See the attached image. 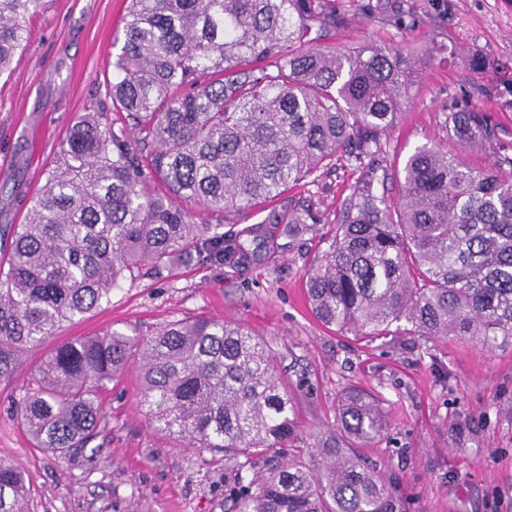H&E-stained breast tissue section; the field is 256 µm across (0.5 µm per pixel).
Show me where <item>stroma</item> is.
Here are the masks:
<instances>
[{
	"label": "stroma",
	"mask_w": 512,
	"mask_h": 512,
	"mask_svg": "<svg viewBox=\"0 0 512 512\" xmlns=\"http://www.w3.org/2000/svg\"><path fill=\"white\" fill-rule=\"evenodd\" d=\"M130 0H41L25 50L0 76V165L8 177L42 187L77 116L103 98L123 45ZM342 21L330 43L374 41L407 49L420 65L412 97L387 135L386 165L415 147L456 144L443 126L451 103L492 114L500 147L512 155V0H336ZM403 16L402 26L386 14ZM486 57L487 72L468 70ZM357 172L325 171L278 200L225 218V230L262 227L271 238L244 267L189 266L179 277L143 276L112 302L66 322L14 377L0 380V460L20 467L30 512H224V459L200 462L187 442L152 429L140 406L137 365L102 395L105 415L87 447L59 456L35 447L15 415L20 389L63 339L117 329L148 336L168 322L205 314L249 327L274 351L297 416V447L309 449L336 422L344 390L359 385L382 401L384 436L361 449L395 479L411 512H512V344L393 336L368 342L322 325L307 297L306 272L328 247V222ZM310 208L321 220L292 237L270 213Z\"/></svg>",
	"instance_id": "stroma-1"
}]
</instances>
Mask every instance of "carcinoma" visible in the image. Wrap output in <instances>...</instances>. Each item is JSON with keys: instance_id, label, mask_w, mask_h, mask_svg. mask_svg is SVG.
Returning <instances> with one entry per match:
<instances>
[{"instance_id": "obj_1", "label": "carcinoma", "mask_w": 512, "mask_h": 512, "mask_svg": "<svg viewBox=\"0 0 512 512\" xmlns=\"http://www.w3.org/2000/svg\"><path fill=\"white\" fill-rule=\"evenodd\" d=\"M335 0H130L105 95L60 143L25 223L0 227V380L65 321L112 301L173 260L246 265L269 245L260 227L224 234L182 202L222 219L278 199L333 162L362 171L336 213L329 246L307 272L325 325L370 340L468 336L512 342V158L477 105L446 120L459 151L414 149L394 173L373 167L416 67L399 46L324 42ZM39 0H0V75L26 46ZM132 135L136 147L127 143ZM157 179L164 192L147 182ZM399 184L392 201L388 181ZM320 219L288 215L302 234ZM139 347L146 415L156 429L224 454L228 512H406L401 492L354 454L385 421L373 394L351 387L336 428L313 444L315 465L284 459L296 437L292 398L269 345L241 324L199 315L142 340L110 329L62 340L23 386L17 415L35 447L64 453L96 438L101 395ZM23 473L0 460V512H27Z\"/></svg>"}]
</instances>
